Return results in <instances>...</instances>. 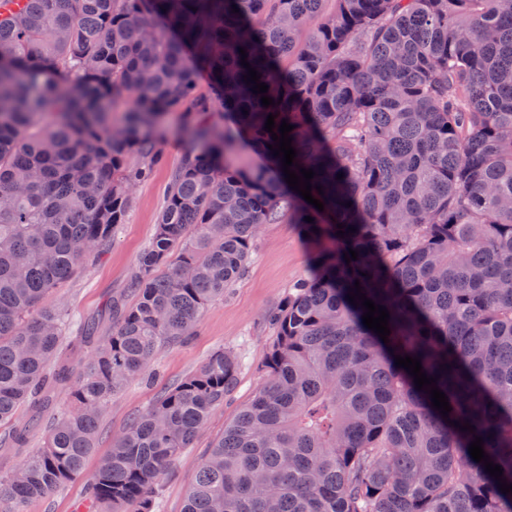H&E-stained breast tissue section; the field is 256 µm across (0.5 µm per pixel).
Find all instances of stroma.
Segmentation results:
<instances>
[{
	"label": "stroma",
	"instance_id": "1",
	"mask_svg": "<svg viewBox=\"0 0 512 512\" xmlns=\"http://www.w3.org/2000/svg\"><path fill=\"white\" fill-rule=\"evenodd\" d=\"M182 125L183 117L178 112L168 113L161 120L157 134L164 165L134 188L125 222L104 249L91 254L80 274L52 294V302L63 305L73 321L108 326L112 299H130V279L139 255L153 238L165 206L170 173L190 145L180 134ZM308 270L309 251L299 225L285 220L263 225L245 274L225 290L223 298L204 310L195 335L187 343L161 350L146 376L131 380L112 396L85 474L46 497L29 501L25 512H77L89 473L95 472L108 455L113 437L125 431L131 417L160 398L168 387L196 372L214 353L230 349L242 360L235 391L214 412L193 447L183 450L160 481L155 512H181L205 451L223 434L225 424L251 401L264 380L265 354L276 334L268 313L281 304L293 283ZM68 402L69 394L63 390L54 393L40 416H32L28 406L19 407L15 423L31 426L30 450L41 448L46 430Z\"/></svg>",
	"mask_w": 512,
	"mask_h": 512
}]
</instances>
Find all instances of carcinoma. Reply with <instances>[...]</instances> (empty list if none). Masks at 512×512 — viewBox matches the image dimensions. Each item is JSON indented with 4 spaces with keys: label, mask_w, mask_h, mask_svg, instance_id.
<instances>
[{
    "label": "carcinoma",
    "mask_w": 512,
    "mask_h": 512,
    "mask_svg": "<svg viewBox=\"0 0 512 512\" xmlns=\"http://www.w3.org/2000/svg\"><path fill=\"white\" fill-rule=\"evenodd\" d=\"M200 72L218 99L197 95ZM218 109L234 130L194 121ZM171 111L204 149L171 171L134 299L112 302L107 334L78 327L92 353L74 367L49 293L123 223ZM270 114L276 134L294 125L291 169L315 172L324 211L286 182ZM241 141L268 166L233 165ZM285 216L308 233L309 273L268 315L265 380L203 456L183 512H512L469 453L482 437L512 484V0H0V425L70 387L44 446L0 477V512L83 474L112 395L194 335L261 226ZM357 281L389 311V342L348 300ZM397 355L436 378L448 417ZM238 374L219 351L137 413L85 512H154Z\"/></svg>",
    "instance_id": "carcinoma-1"
}]
</instances>
